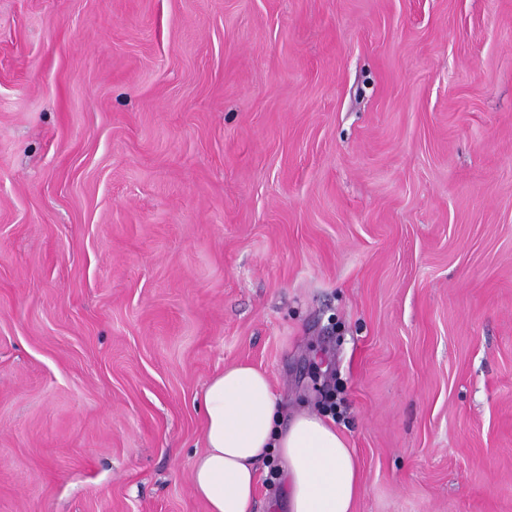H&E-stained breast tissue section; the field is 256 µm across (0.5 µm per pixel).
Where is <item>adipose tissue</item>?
<instances>
[{
	"instance_id": "ef3b65f1",
	"label": "adipose tissue",
	"mask_w": 512,
	"mask_h": 512,
	"mask_svg": "<svg viewBox=\"0 0 512 512\" xmlns=\"http://www.w3.org/2000/svg\"><path fill=\"white\" fill-rule=\"evenodd\" d=\"M204 449L191 464L206 512H254L255 465L276 454L286 471L288 512H354L359 464L323 416L303 411L282 423L268 377L253 366L226 367L206 384Z\"/></svg>"
}]
</instances>
